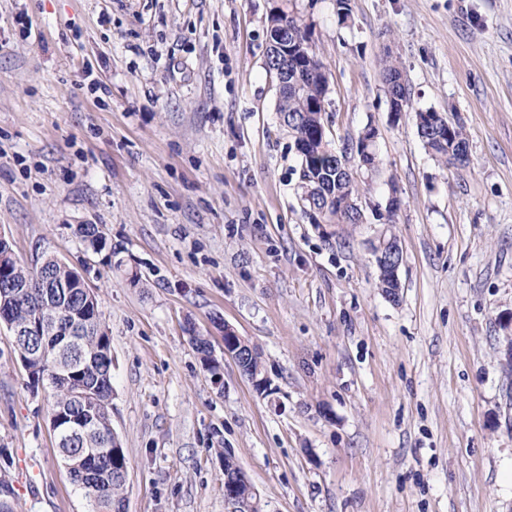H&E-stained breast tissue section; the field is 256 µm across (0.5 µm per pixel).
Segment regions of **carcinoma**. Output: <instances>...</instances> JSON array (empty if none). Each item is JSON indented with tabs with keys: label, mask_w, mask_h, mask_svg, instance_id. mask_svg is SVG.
<instances>
[{
	"label": "carcinoma",
	"mask_w": 512,
	"mask_h": 512,
	"mask_svg": "<svg viewBox=\"0 0 512 512\" xmlns=\"http://www.w3.org/2000/svg\"><path fill=\"white\" fill-rule=\"evenodd\" d=\"M280 20L298 36L288 61L291 78L296 68L307 65L316 54L299 16L282 13ZM382 76L387 90L397 96L389 102L390 108L409 110V89L400 67L388 61ZM323 95L324 88L317 81L298 89L290 87L287 94L279 97L278 112L301 156L300 180L312 188L305 198L306 205L338 224H356L353 202L360 188L346 161L336 158V151L326 136L322 112L314 109ZM423 114L422 110L414 112V120L425 147L449 164L468 167V135L464 126L452 120L449 127L431 131L419 123ZM74 233L96 251L104 245L103 234L95 224H78ZM45 270L59 282L77 275L72 268L51 261L46 263ZM7 278V274L0 273V312L14 321L38 316L45 324L44 335L29 337L26 347L43 352L46 361L57 364V374H48L46 366L39 361L29 362L26 371L32 390H49L50 414L65 427L57 435L62 459L68 463L79 462L72 469L71 479L85 491L92 512H122L126 481L122 470L127 467V459L123 448L115 447L112 437V350L98 301L88 299L78 289L46 288L35 277L24 299L17 302L4 294ZM185 331L201 354L203 366L211 370L210 343L194 334L191 326Z\"/></svg>",
	"instance_id": "obj_1"
}]
</instances>
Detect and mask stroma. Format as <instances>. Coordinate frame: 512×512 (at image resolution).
Instances as JSON below:
<instances>
[{"instance_id": "1", "label": "stroma", "mask_w": 512, "mask_h": 512, "mask_svg": "<svg viewBox=\"0 0 512 512\" xmlns=\"http://www.w3.org/2000/svg\"><path fill=\"white\" fill-rule=\"evenodd\" d=\"M0 0V234L94 289L112 349L124 512H227L224 460L265 512H512V0ZM294 8L359 224L304 208L265 66ZM394 60L409 111L389 110ZM460 119L471 164L411 118ZM378 131L377 169L350 146ZM400 206L389 212L391 198ZM94 224L92 251L73 230ZM403 250L398 298L374 248ZM253 345L214 385L184 331ZM0 329V467L14 512H89ZM383 81L387 86V91L391 90L393 87V82L395 80H402V83H398L397 87H394L395 92L393 93L397 98L401 101V103L395 101V100H389V106H390V112L395 106L397 105V111H400L401 107L406 111L409 110V102H410V96H409V89L406 82V79L403 75V71L400 69V67L394 63L393 61H387L384 69H383ZM426 112H434L431 110H418L414 112V120L418 134L422 139L425 147L437 158L444 159L447 163L459 168H467L469 162L468 151V135L464 126L458 120H450L448 128H442L440 132L429 131L426 125L419 122ZM448 141L455 142L457 146L464 149L463 155H457L453 152L448 155ZM459 165V166H458Z\"/></svg>"}]
</instances>
